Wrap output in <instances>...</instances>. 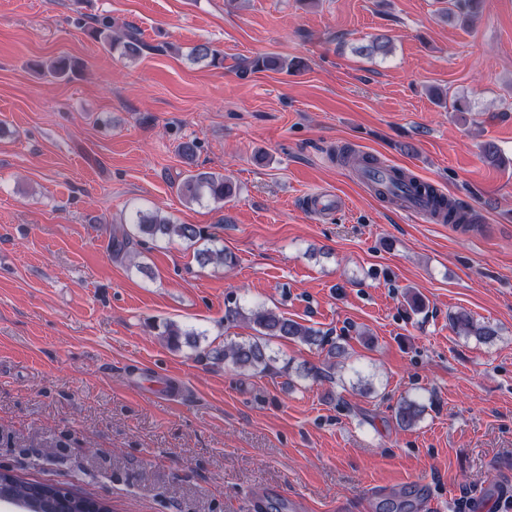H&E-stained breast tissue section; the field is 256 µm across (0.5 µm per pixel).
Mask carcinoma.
Returning a JSON list of instances; mask_svg holds the SVG:
<instances>
[{
	"instance_id": "1",
	"label": "carcinoma",
	"mask_w": 512,
	"mask_h": 512,
	"mask_svg": "<svg viewBox=\"0 0 512 512\" xmlns=\"http://www.w3.org/2000/svg\"><path fill=\"white\" fill-rule=\"evenodd\" d=\"M448 19L461 18L466 22L475 17L483 0H448ZM88 35L103 47L118 53L127 59L140 56L143 43L137 30L127 28L123 31L114 29L110 16H100L94 20V26ZM189 56L211 67L224 64L223 55L209 44L203 43L192 48ZM299 64L293 59L277 54L257 56L249 61L247 69L251 71L277 70L296 71ZM75 64L68 59H59L46 67L47 74L54 78H66L74 70ZM426 186L417 181L401 168L393 169L389 177L387 191H377L382 199L400 200L411 191L418 192ZM179 193L189 202L207 199L215 204L224 202L234 192L233 184L221 173L196 169L188 172L178 186ZM181 240L196 243L200 240L214 241V237L205 233L194 224H177L169 218L153 212L138 210L115 225L111 230V252L119 257L129 253L131 244H146L158 240ZM196 258L202 264L218 262L224 265L235 263V257L224 248L204 247L196 251ZM224 318L231 322L244 321L258 328L259 337L238 343H232L222 349L200 351L197 356L216 364L228 363L238 369L262 374L270 371L276 357L272 355L269 343L273 339L298 340L309 346H316L324 351L330 359L341 357L345 348L329 338L328 334L312 326L303 324L282 314L262 307L246 309L239 304L227 306ZM451 321L458 333L473 337L481 343H490L497 336V330L489 324H480L465 311L451 316ZM162 335L175 348L182 344L197 347L195 333L183 330L169 322L164 325ZM427 405L421 396H406L399 400L394 408V418L398 427L411 429L423 419ZM0 501L13 504L18 512H112V505L103 499H96L77 492L59 501L56 489L47 483L33 482L22 478L10 468H0Z\"/></svg>"
}]
</instances>
